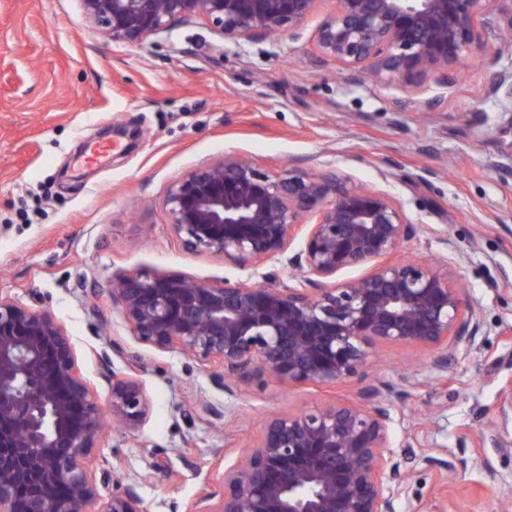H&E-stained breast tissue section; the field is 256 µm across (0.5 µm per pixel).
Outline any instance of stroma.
<instances>
[{"mask_svg":"<svg viewBox=\"0 0 512 512\" xmlns=\"http://www.w3.org/2000/svg\"><path fill=\"white\" fill-rule=\"evenodd\" d=\"M336 9L317 0L297 35L250 44L222 39L203 19L140 45L103 40L77 0H0V293L44 297L73 339L79 367L106 399L85 293L115 272L182 274L205 282L246 274L186 254L166 225L169 183L201 162L245 153L271 176L285 167L335 170L389 193L416 234L403 257H456L483 318L480 348H459L447 382L430 378L429 353L388 344L375 362L391 381L423 383L390 398L395 452L410 474L401 512H504L512 456L493 447L499 389L512 376V115L488 93L512 53L490 39L454 84L411 88L386 78L349 84L324 60L316 32ZM436 100L427 108V100ZM138 146L92 159L112 128ZM105 335L139 356L146 419L108 431L93 466L139 477L150 512L212 490L216 463L241 461L268 413L353 401L356 386L281 385L256 373L242 394L214 387V366L137 343L104 308ZM229 408L226 420L188 406ZM459 468L442 477L426 457Z\"/></svg>","mask_w":512,"mask_h":512,"instance_id":"35a3bbf8","label":"stroma"}]
</instances>
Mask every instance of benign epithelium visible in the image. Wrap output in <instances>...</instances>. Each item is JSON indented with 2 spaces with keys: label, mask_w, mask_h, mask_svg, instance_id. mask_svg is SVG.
Instances as JSON below:
<instances>
[{
  "label": "benign epithelium",
  "mask_w": 512,
  "mask_h": 512,
  "mask_svg": "<svg viewBox=\"0 0 512 512\" xmlns=\"http://www.w3.org/2000/svg\"><path fill=\"white\" fill-rule=\"evenodd\" d=\"M82 17L113 42L140 45L196 18L224 39L260 42L299 26L317 0H78ZM487 0H336L317 30L322 56L350 70L417 88L453 83L464 62L482 55L494 28L512 34V0L493 20ZM512 112V70L489 87ZM167 226L191 255L222 259L248 280L206 283L181 274L123 271L91 305L108 299L136 342L175 350L203 364L234 396L253 371L281 384L362 385L357 401L270 415L245 463L224 467L218 489L170 512H398L404 459L392 449L394 383L371 375L373 350L414 345L431 371L448 374L459 347L476 348L479 312L461 287L454 257H399L416 234L386 192L352 185L337 173L290 170L271 177L244 156L205 162L173 180L164 196ZM312 220L303 246L295 233ZM278 261L301 272L294 286L271 275ZM366 275L336 281L348 270ZM108 402L83 377L74 343L51 311L0 295V512H149L131 482L105 497L115 471L89 468L112 422H142L150 402L141 382L95 353ZM500 427L491 441L512 454V379L499 390Z\"/></svg>",
  "instance_id": "7a95c632"
}]
</instances>
